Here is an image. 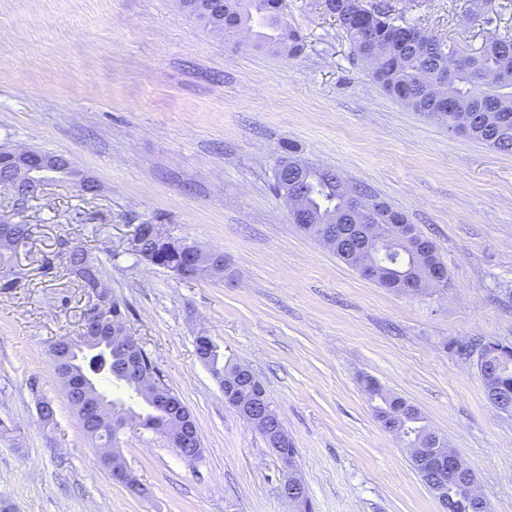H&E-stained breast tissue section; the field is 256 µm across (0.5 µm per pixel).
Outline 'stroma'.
<instances>
[{
  "mask_svg": "<svg viewBox=\"0 0 512 512\" xmlns=\"http://www.w3.org/2000/svg\"><path fill=\"white\" fill-rule=\"evenodd\" d=\"M404 24L466 53L478 0H388ZM296 59L238 46L176 0H0V144L68 158L99 184L52 181L23 216L19 286L0 290V503L11 512H295L262 435L196 351L208 336L276 407L313 512H441L409 452L374 419L362 377L418 407L473 470L489 512H512V414L446 342L512 344V153L399 104L366 75L321 0H285ZM295 150L403 212L448 285L419 295L364 279L293 224L273 190ZM160 225L224 255V276L177 279L128 250ZM82 245L127 327L194 416L187 460L137 427L118 448L142 490L112 480L48 349L89 302L65 266ZM52 401L55 425L36 406Z\"/></svg>",
  "mask_w": 512,
  "mask_h": 512,
  "instance_id": "stroma-1",
  "label": "stroma"
}]
</instances>
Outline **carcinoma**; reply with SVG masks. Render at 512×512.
<instances>
[{"mask_svg": "<svg viewBox=\"0 0 512 512\" xmlns=\"http://www.w3.org/2000/svg\"><path fill=\"white\" fill-rule=\"evenodd\" d=\"M178 6L189 17L211 28L224 24V34L235 37L237 32L251 35L254 46L279 56L294 59L306 48V37L288 23L282 12V0H224V18L189 8V0H177ZM324 10L336 19L346 32L354 59L378 61L376 70L370 72L372 80L401 104L448 125L454 132L463 127L465 136L485 144L500 153H512V35L500 34L492 28L493 17L486 16L482 54L471 60L459 54L456 47L431 34L414 38L411 29L397 23L390 5L384 0L369 5L366 0H323ZM288 175L302 182L305 188L304 203L312 215V223L302 232L319 240L318 225L346 224L351 234L347 238L332 240L328 250L345 264L353 267L357 257L356 240L373 224H403L418 233L413 224L400 211L388 204L355 219L349 212L348 199L339 186L338 175L329 169L319 168L288 152ZM13 242L0 247V289L9 290L16 285L14 260L19 245L30 238L31 225L16 224ZM428 251L408 253L401 244H388L377 259L381 276L378 285L398 290V282L407 278L424 279L430 267L441 262L434 244ZM143 252L150 253L158 267L172 262L183 263L186 258L172 248V244L147 235L143 239ZM68 270L88 293L103 281L100 262L78 246L70 253ZM98 318L107 327L116 322L126 329V316L121 304L109 299L98 309ZM449 348L467 359L476 358L488 403L496 408L512 407V345L495 340L474 342H449ZM208 366L219 384L235 382L238 398L249 404L271 401L257 377L240 378L237 365L225 362L224 357L212 352ZM375 418L382 425L389 423L404 438L407 448H424L426 452L411 456V462L422 482L433 495L448 497L447 512H486L485 503L467 493L466 485L454 472L429 468L427 454L448 447L444 438H435L433 428L417 407L403 398L388 392L374 378L361 379ZM172 406L162 408L145 404L147 410L129 409V421L146 429L167 436L176 417L184 409L182 400L167 390ZM260 433L266 440L280 437L274 453L279 460L288 461V476L294 478L296 449L288 439L276 409L261 424Z\"/></svg>", "mask_w": 512, "mask_h": 512, "instance_id": "1", "label": "carcinoma"}]
</instances>
